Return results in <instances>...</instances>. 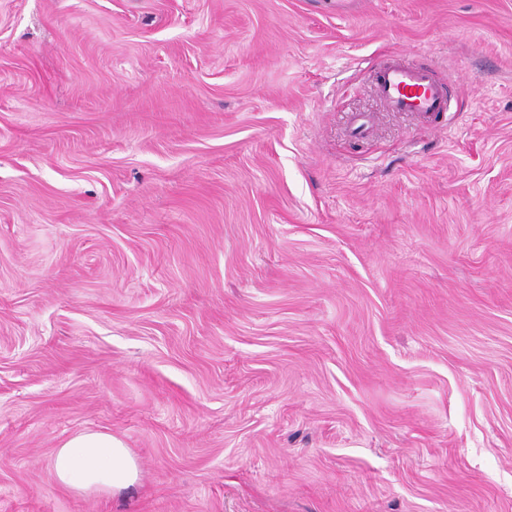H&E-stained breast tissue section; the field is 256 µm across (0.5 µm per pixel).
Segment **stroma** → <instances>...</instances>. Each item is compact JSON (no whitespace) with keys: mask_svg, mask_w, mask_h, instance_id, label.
<instances>
[{"mask_svg":"<svg viewBox=\"0 0 512 512\" xmlns=\"http://www.w3.org/2000/svg\"><path fill=\"white\" fill-rule=\"evenodd\" d=\"M0 512H512V0H0ZM374 92L386 112L415 114L422 123L448 111L450 103L435 68L408 62L400 53L384 56L377 65ZM51 471L59 484L82 491L121 492L135 484L138 465L111 433L81 431L54 454Z\"/></svg>","mask_w":512,"mask_h":512,"instance_id":"obj_1","label":"stroma"}]
</instances>
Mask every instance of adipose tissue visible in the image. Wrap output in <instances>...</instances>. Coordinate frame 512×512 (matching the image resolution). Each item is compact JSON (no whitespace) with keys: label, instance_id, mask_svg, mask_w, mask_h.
I'll return each instance as SVG.
<instances>
[{"label":"adipose tissue","instance_id":"obj_1","mask_svg":"<svg viewBox=\"0 0 512 512\" xmlns=\"http://www.w3.org/2000/svg\"><path fill=\"white\" fill-rule=\"evenodd\" d=\"M52 475L59 484L82 491L120 492L138 478V465L125 444L102 431H81L54 454Z\"/></svg>","mask_w":512,"mask_h":512}]
</instances>
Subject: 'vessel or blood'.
<instances>
[{
	"mask_svg": "<svg viewBox=\"0 0 512 512\" xmlns=\"http://www.w3.org/2000/svg\"><path fill=\"white\" fill-rule=\"evenodd\" d=\"M374 92L385 111L411 113L423 122L447 111L450 103L434 67L406 61L398 53L377 65Z\"/></svg>",
	"mask_w": 512,
	"mask_h": 512,
	"instance_id": "obj_1",
	"label": "vessel or blood"
}]
</instances>
